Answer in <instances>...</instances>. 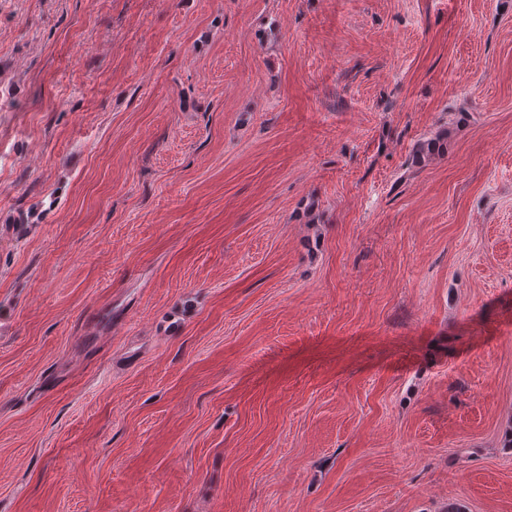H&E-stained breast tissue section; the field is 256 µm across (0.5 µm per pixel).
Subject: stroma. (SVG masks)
Wrapping results in <instances>:
<instances>
[{
  "label": "stroma",
  "instance_id": "stroma-1",
  "mask_svg": "<svg viewBox=\"0 0 512 512\" xmlns=\"http://www.w3.org/2000/svg\"><path fill=\"white\" fill-rule=\"evenodd\" d=\"M511 427L512 0H0V512H512Z\"/></svg>",
  "mask_w": 512,
  "mask_h": 512
}]
</instances>
